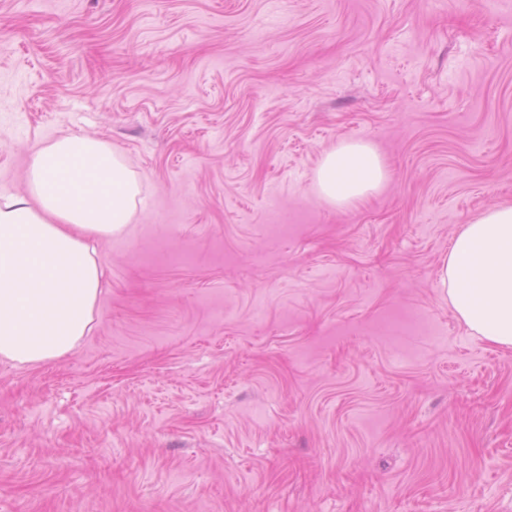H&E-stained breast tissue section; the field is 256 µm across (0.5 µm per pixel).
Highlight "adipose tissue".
Returning <instances> with one entry per match:
<instances>
[{
  "label": "adipose tissue",
  "instance_id": "ef3b65f1",
  "mask_svg": "<svg viewBox=\"0 0 512 512\" xmlns=\"http://www.w3.org/2000/svg\"><path fill=\"white\" fill-rule=\"evenodd\" d=\"M388 171L369 143L322 157L318 195L335 207L377 192ZM26 195L0 196V358L42 364L92 330L101 290L95 239L121 232L144 199L137 174L101 138L66 136L33 155ZM441 283L456 314L512 347V206L488 208L457 234Z\"/></svg>",
  "mask_w": 512,
  "mask_h": 512
}]
</instances>
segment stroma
<instances>
[{"label":"stroma","instance_id":"stroma-1","mask_svg":"<svg viewBox=\"0 0 512 512\" xmlns=\"http://www.w3.org/2000/svg\"><path fill=\"white\" fill-rule=\"evenodd\" d=\"M71 135L146 205L0 359V512H512V347L440 280L512 206V0H0V194ZM343 141L389 178L338 208ZM388 171L377 150L369 143L342 142L320 160L315 173L317 194L335 207L349 206L377 192Z\"/></svg>","mask_w":512,"mask_h":512}]
</instances>
